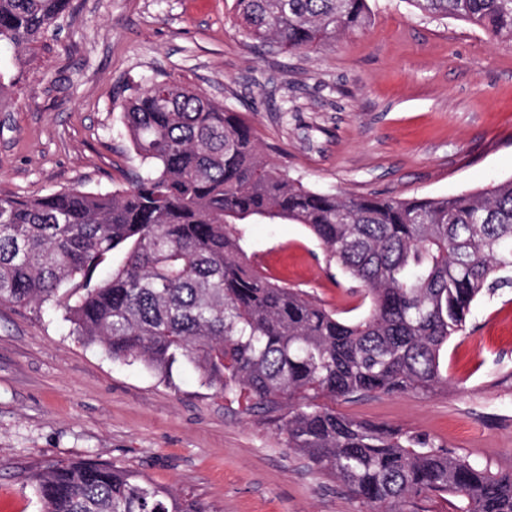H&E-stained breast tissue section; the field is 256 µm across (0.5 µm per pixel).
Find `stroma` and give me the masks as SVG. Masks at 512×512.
<instances>
[{
    "label": "stroma",
    "instance_id": "obj_1",
    "mask_svg": "<svg viewBox=\"0 0 512 512\" xmlns=\"http://www.w3.org/2000/svg\"><path fill=\"white\" fill-rule=\"evenodd\" d=\"M361 30L301 53L253 48L235 0H71L20 59L0 58V194L110 193L141 170L124 102L151 80L192 86L250 122L303 186L397 199L512 178V42L406 0H368ZM263 271L338 318L369 309L301 224L244 227ZM445 391L337 399L338 413L400 428L512 472V288L478 298L441 355ZM118 463L211 512H367L288 437L203 385L119 364L62 308L0 303V512H43L26 477L71 460Z\"/></svg>",
    "mask_w": 512,
    "mask_h": 512
}]
</instances>
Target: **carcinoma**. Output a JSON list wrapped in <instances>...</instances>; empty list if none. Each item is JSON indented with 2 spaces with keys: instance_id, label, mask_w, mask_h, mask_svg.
<instances>
[{
  "instance_id": "1",
  "label": "carcinoma",
  "mask_w": 512,
  "mask_h": 512,
  "mask_svg": "<svg viewBox=\"0 0 512 512\" xmlns=\"http://www.w3.org/2000/svg\"><path fill=\"white\" fill-rule=\"evenodd\" d=\"M512 41V0H407ZM70 0H0V55L54 27ZM255 47L290 53L369 22L367 0H236ZM124 123L146 171L110 193L0 196V301L64 305L73 332L117 362L166 377L189 366L244 400L288 447L372 512L430 496L457 512H512V473H494L399 428L323 403L448 388L441 352L473 302L512 287V179L442 198L320 192L262 155L253 129L203 93L150 81ZM302 224L360 283L368 313L344 321L248 261L241 225ZM44 512H209L123 466L49 465L29 476Z\"/></svg>"
}]
</instances>
